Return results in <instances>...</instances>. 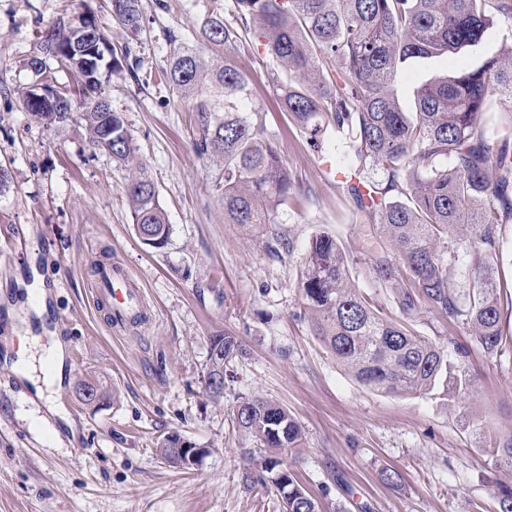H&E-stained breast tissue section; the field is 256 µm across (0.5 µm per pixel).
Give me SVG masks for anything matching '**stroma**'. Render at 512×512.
<instances>
[{
    "instance_id": "stroma-1",
    "label": "stroma",
    "mask_w": 512,
    "mask_h": 512,
    "mask_svg": "<svg viewBox=\"0 0 512 512\" xmlns=\"http://www.w3.org/2000/svg\"><path fill=\"white\" fill-rule=\"evenodd\" d=\"M146 27L127 43L106 0H0V512H282L264 461L234 413L262 396L288 409L303 440L289 461L319 512H495L501 474L490 436L512 432V348L490 357L467 331L428 310L417 334L454 349L474 380L465 404L439 393L390 395L359 384L314 336L298 286L309 242L329 234L352 263L364 259L367 226L332 172L346 165L335 135L313 146L278 105L258 44L238 62L253 75L252 103L267 114L301 207L276 213L267 231L224 221L213 162L192 147L194 115L167 89L144 85L131 68L109 74L122 114L154 183L171 234L142 243L132 223L126 173L89 146L77 123L44 127L20 94L34 81L25 60L46 25L94 14L116 46L130 45L142 69L166 68L167 29L199 30L212 0H141ZM512 45V32L486 31L479 46L402 64L396 96L416 108L424 83L479 66ZM13 226L27 243L12 248ZM130 268L146 322L110 324L93 302L98 267ZM237 336L247 350L224 367V393L208 397L210 342ZM64 346V372L51 388L52 413L12 365ZM106 384L97 406L76 397L79 381ZM177 434L208 449L191 469L169 465L157 444ZM400 475L387 484L385 471Z\"/></svg>"
}]
</instances>
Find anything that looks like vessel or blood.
<instances>
[{
    "label": "vessel or blood",
    "mask_w": 512,
    "mask_h": 512,
    "mask_svg": "<svg viewBox=\"0 0 512 512\" xmlns=\"http://www.w3.org/2000/svg\"><path fill=\"white\" fill-rule=\"evenodd\" d=\"M92 293L107 306L113 323L122 324L142 314L141 294L134 287L131 273L124 265H101Z\"/></svg>",
    "instance_id": "vessel-or-blood-1"
}]
</instances>
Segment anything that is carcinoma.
Listing matches in <instances>:
<instances>
[{
    "label": "carcinoma",
    "mask_w": 512,
    "mask_h": 512,
    "mask_svg": "<svg viewBox=\"0 0 512 512\" xmlns=\"http://www.w3.org/2000/svg\"><path fill=\"white\" fill-rule=\"evenodd\" d=\"M109 3L113 21L139 40L140 0ZM496 21L512 27V0H214L202 34L224 57L207 58L166 31L168 67L144 73L143 82L157 79L191 104L193 148L216 163L224 222L260 231L298 198L265 114L251 104L252 74L238 63L251 37L261 39L273 63L268 77L291 123L313 144L336 133L350 159L347 192L375 231L366 244L365 273L393 288L392 304L403 317L424 306L454 318L496 356L506 345L494 270L502 227L512 224V106H503L512 100V51L422 86L414 112L403 111L391 90L399 64L474 47ZM51 29L55 41L47 48L35 44L26 65L60 94L51 68L34 67V57L75 66V37L92 35L83 45L87 68L79 69L86 80L63 123L78 120L90 145L128 171L132 223L145 245H164L171 227L120 113H112V142L103 140L105 113L95 102L106 93L101 68L121 67L117 51L90 54L104 40L92 16L59 19ZM22 102L33 118L47 107L32 89ZM459 240L467 244L472 269L464 302L450 280ZM354 273L324 233L301 258L308 318L336 362L377 391L416 395L440 388L463 403L471 389L465 371L443 347L377 310L353 285ZM212 345L219 356L209 359V377L244 352L226 333ZM235 421L246 439L271 452L265 470L278 472L274 484L288 512H318L283 460V449L302 440L288 410L254 396L237 407ZM488 452L507 474L497 483L498 512H512V435L494 437Z\"/></svg>",
    "instance_id": "1"
}]
</instances>
